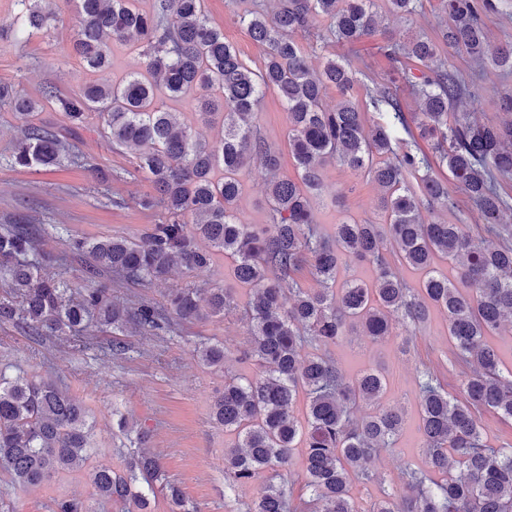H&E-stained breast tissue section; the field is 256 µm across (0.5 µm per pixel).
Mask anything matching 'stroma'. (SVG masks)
Masks as SVG:
<instances>
[{"label": "stroma", "mask_w": 512, "mask_h": 512, "mask_svg": "<svg viewBox=\"0 0 512 512\" xmlns=\"http://www.w3.org/2000/svg\"><path fill=\"white\" fill-rule=\"evenodd\" d=\"M206 11L224 30L240 57L251 68L261 67L265 48L253 41L237 14L236 0H205ZM381 24L377 32L363 39L353 51L323 42L327 24L316 19L300 42L312 65H320L329 55H348L356 71V98L368 88L384 83L391 69L385 56L386 46L402 44L415 36L437 37L445 18L439 0H422L413 14L400 16L390 10L387 0H376ZM55 22L48 34L29 38L11 33L0 40V83L8 84L28 97L42 100L38 123L64 131L68 122L63 113L42 99L45 88L53 86L64 94L78 92L94 81L80 60L68 52L78 28L74 6L60 0L54 7ZM448 65L463 78L467 93L464 111L483 122H498L505 114L500 102L512 97V74L477 65L463 52L449 50ZM254 123L260 134L281 154L280 172L295 176L294 160L288 146V114L276 92H268ZM101 119L89 112L84 128L68 136L73 159L52 170L13 168L4 161L20 135L18 123L7 108H0V224H56L59 232L40 240L48 256L46 269L62 275L73 288H107L117 302H140L165 309V292L188 284L221 286L235 291L236 300H244L232 273V261L217 256L206 269H173L164 279L149 286L127 285L105 273L87 280L80 256L71 243L78 238L105 236H141L151 224L163 217L161 209L145 210L141 198L153 195L152 184L134 171V153L113 150L99 134ZM243 191L238 200L242 219L250 224L268 220L265 202L267 176L259 165H251L240 175ZM325 196L346 190L343 207L315 203L316 228L330 235L334 224L352 218L360 222L381 219L379 190L366 177L331 162L322 170ZM403 327H396L386 341L353 333L350 340L331 346L330 355L346 376L367 368L379 369L388 381L387 403L400 406L406 419L396 447L381 451L372 460L377 480L353 479L351 493L363 512H369L381 491L402 495L403 465L424 466L426 456L414 432L417 418L416 378L423 368L433 369L450 385L460 379L452 363L448 323L440 311H432L426 327L403 345ZM247 322L242 310L221 318L181 322L170 332L127 330L122 338L125 350L114 355L112 336L98 334L93 345L73 347L54 337H35L9 325H0V370L7 376L19 374L49 378L83 403L94 424L93 445L97 461L111 464L123 472L132 449V430H144L146 452L158 455L168 479L181 487L185 499L199 512H247L262 492L265 475L248 484H232L224 474V451L235 443L234 435L214 424L210 406L224 389L225 376L252 375L253 365L235 361L234 356L247 344ZM221 342L231 353L223 370L205 366L196 349L207 342ZM127 419L129 431H120L119 419ZM76 499L93 506L95 512H124L122 505L97 501L86 474L56 476L40 487L24 489L15 485L5 467L0 466V512H56L59 499Z\"/></svg>", "instance_id": "stroma-1"}]
</instances>
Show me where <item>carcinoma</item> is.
<instances>
[{
  "mask_svg": "<svg viewBox=\"0 0 512 512\" xmlns=\"http://www.w3.org/2000/svg\"><path fill=\"white\" fill-rule=\"evenodd\" d=\"M79 25L70 51L101 78L69 95L48 87L70 122L83 125L86 112L104 116L103 135L112 147H135V169L156 195L140 201L160 207L165 217L138 238L77 239L84 274L104 270L119 280L151 285L176 264L206 268L214 254L234 259V278L246 289L249 343L238 361L258 367L253 376L224 379V392L211 417L235 434L224 449V473L237 485L268 474L249 512H362L350 495L352 477L374 480L369 465L376 453L395 447L404 415L382 403L387 383L368 368L348 379L327 355L356 325L375 340L392 335L398 319L408 333L427 322L431 309L448 321V340L460 367V395L427 368L417 376L418 419L428 468L405 465L401 478L408 495L385 492L370 512H512V444H487L479 415L497 414L512 423V368L502 367L488 337L512 320V244L500 217L508 202L498 178L512 176V119L481 123L456 108L466 93L462 78L448 69L440 44L465 51L480 65L512 73V41L490 44L486 17L499 12V0H440L451 20L441 42L415 37L387 47L401 62L387 82L367 92L364 109L351 100L356 72L348 60L326 58L311 67L296 36L314 19L328 22V37L353 45L377 31L371 0H278L271 14L246 9L239 15L250 37L266 46L263 66L251 69L208 17L204 0H74ZM52 0H17L21 32L45 34L54 20ZM140 50L143 66L121 81L110 79L112 42ZM411 77L419 111L407 115L392 90L398 77ZM334 87L342 102L324 106ZM278 92L288 112V144L297 177L279 176V153L252 119L265 92ZM188 103L193 119L220 123L217 137L202 141L181 113L162 109L157 97ZM0 102L21 123L7 163L48 169L69 159L64 135L30 117L40 102L0 86ZM373 114L372 124L366 116ZM434 142L439 178L419 141ZM336 161L367 176L380 191V224L343 221L321 235L313 203L322 195L321 170ZM257 163L270 174L266 184L269 222L247 224L237 211L240 172ZM413 177L419 191L408 185ZM472 200L481 230L474 241L460 224L436 219L448 207V182ZM33 224L0 225V282L11 296L0 298V322L32 336H57L87 347L97 330L171 329L170 320L150 304L124 307L104 288L74 291L45 271ZM423 274L417 288L391 269L389 257ZM311 265L321 284L305 288L295 274ZM367 264L375 271L365 283L348 276ZM170 313L179 320L222 317L238 307L227 288L186 285L168 294ZM310 347L308 355L301 351ZM204 364L224 369L222 343L198 348ZM306 423L295 416L299 397ZM363 407L356 419L353 410ZM93 425L80 401L55 383L0 371V461L22 488L43 484L57 474L87 470L98 499L152 512L154 484L165 491L174 512L184 509L179 485L163 481L160 460L128 455L126 472L96 463ZM305 467L308 497L294 502L284 480L296 449Z\"/></svg>",
  "mask_w": 512,
  "mask_h": 512,
  "instance_id": "1",
  "label": "carcinoma"
}]
</instances>
